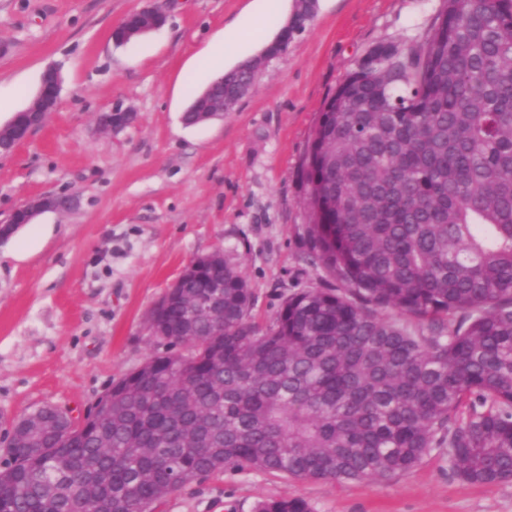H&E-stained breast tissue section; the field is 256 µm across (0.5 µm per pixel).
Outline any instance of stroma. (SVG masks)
<instances>
[{"mask_svg": "<svg viewBox=\"0 0 512 512\" xmlns=\"http://www.w3.org/2000/svg\"><path fill=\"white\" fill-rule=\"evenodd\" d=\"M165 25L118 46L113 29L148 0H0V125L59 64V104L0 157V221L32 197L68 192L0 246V420L50 405L84 416L157 353L147 316L195 257L238 265L256 322L293 293L337 282L309 255L302 164L331 94L377 43L421 38L441 0H318L287 52L266 62L235 111L202 126L181 116L210 80L183 77L240 28L258 0H157ZM122 102L119 133L98 114ZM280 497L313 512H512V481L458 479L431 451L387 481L295 480L257 471L193 478L156 512H255Z\"/></svg>", "mask_w": 512, "mask_h": 512, "instance_id": "obj_1", "label": "stroma"}]
</instances>
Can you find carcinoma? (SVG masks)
<instances>
[{"mask_svg": "<svg viewBox=\"0 0 512 512\" xmlns=\"http://www.w3.org/2000/svg\"><path fill=\"white\" fill-rule=\"evenodd\" d=\"M442 2L320 114L306 233L343 287L292 294L260 327L237 267L194 259L150 312L166 352L112 384V422L13 449L8 512H153L221 470L389 480L435 448L466 483L512 480V0ZM253 65L224 74V97Z\"/></svg>", "mask_w": 512, "mask_h": 512, "instance_id": "carcinoma-1", "label": "carcinoma"}]
</instances>
